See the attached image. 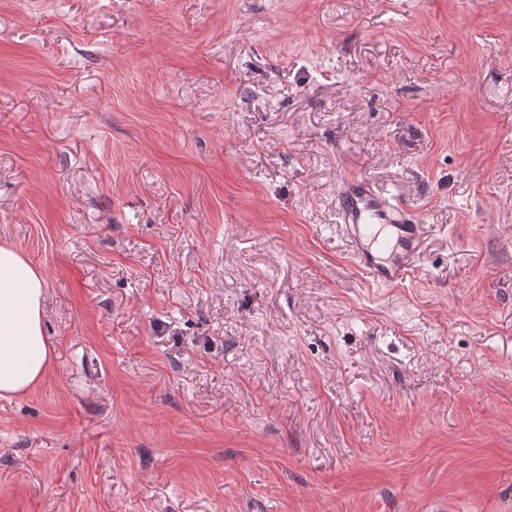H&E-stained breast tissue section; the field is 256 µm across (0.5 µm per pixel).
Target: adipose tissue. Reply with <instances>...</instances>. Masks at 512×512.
<instances>
[{
	"instance_id": "ef3b65f1",
	"label": "adipose tissue",
	"mask_w": 512,
	"mask_h": 512,
	"mask_svg": "<svg viewBox=\"0 0 512 512\" xmlns=\"http://www.w3.org/2000/svg\"><path fill=\"white\" fill-rule=\"evenodd\" d=\"M46 283L16 248L0 246V396L21 395L45 375L54 349L43 333Z\"/></svg>"
}]
</instances>
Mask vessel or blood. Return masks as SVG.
I'll use <instances>...</instances> for the list:
<instances>
[{"label":"vessel or blood","instance_id":"vessel-or-blood-1","mask_svg":"<svg viewBox=\"0 0 512 512\" xmlns=\"http://www.w3.org/2000/svg\"><path fill=\"white\" fill-rule=\"evenodd\" d=\"M336 222L356 268L372 283L399 286L413 272L422 244L417 212L389 198L362 175L343 179L336 193Z\"/></svg>","mask_w":512,"mask_h":512}]
</instances>
